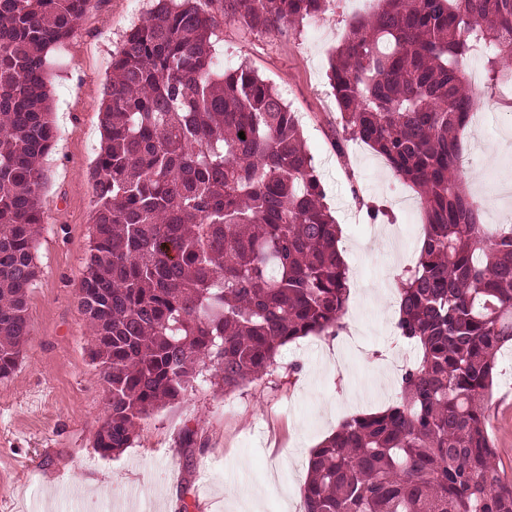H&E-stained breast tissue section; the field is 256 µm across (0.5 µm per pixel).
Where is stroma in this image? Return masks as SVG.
I'll return each mask as SVG.
<instances>
[{"mask_svg":"<svg viewBox=\"0 0 512 512\" xmlns=\"http://www.w3.org/2000/svg\"><path fill=\"white\" fill-rule=\"evenodd\" d=\"M151 0H92L73 35L49 53L56 145L45 158L44 222L29 290L30 339L0 382V512H95L100 498L154 512H298L310 451L355 413L399 398L403 365L418 350L399 341L392 268L411 267L423 233L417 193L411 209L390 190L396 176L364 144L334 142L339 109L328 79L348 21L370 0H334L317 38L308 23L252 30L220 21L216 53H233L282 94L295 112L326 194L343 228L339 248L354 284L336 335L284 346L271 375L233 393L207 382L144 419L130 448L94 446L105 414L100 367L89 357L93 329L78 302L94 206L88 168L101 138L100 105L111 58ZM482 113L461 136L460 174L484 223L512 226V90L491 85L469 60ZM383 209L370 220L368 207ZM487 428L512 480V352L504 353ZM95 488H86L87 480Z\"/></svg>","mask_w":512,"mask_h":512,"instance_id":"obj_1","label":"stroma"}]
</instances>
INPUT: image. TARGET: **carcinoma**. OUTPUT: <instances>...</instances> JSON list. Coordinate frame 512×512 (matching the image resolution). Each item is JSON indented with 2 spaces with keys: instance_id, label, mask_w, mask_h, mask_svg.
Masks as SVG:
<instances>
[{
  "instance_id": "1",
  "label": "carcinoma",
  "mask_w": 512,
  "mask_h": 512,
  "mask_svg": "<svg viewBox=\"0 0 512 512\" xmlns=\"http://www.w3.org/2000/svg\"><path fill=\"white\" fill-rule=\"evenodd\" d=\"M91 0H0V381L30 338L38 276L47 52ZM327 0H157L112 54L104 140L88 170L92 235L80 306L95 330L106 416L94 447L210 382L270 374L282 347L336 332L347 312L342 228L323 203L298 120L245 63L214 65L217 15L275 31ZM512 0H377L347 26L329 79L342 130L419 196L418 260L398 288L399 335L421 359L400 401L345 418L312 450L299 512H512L485 428L512 348V230L481 222L460 133L479 105L465 64L512 77ZM245 138H239V133Z\"/></svg>"
}]
</instances>
